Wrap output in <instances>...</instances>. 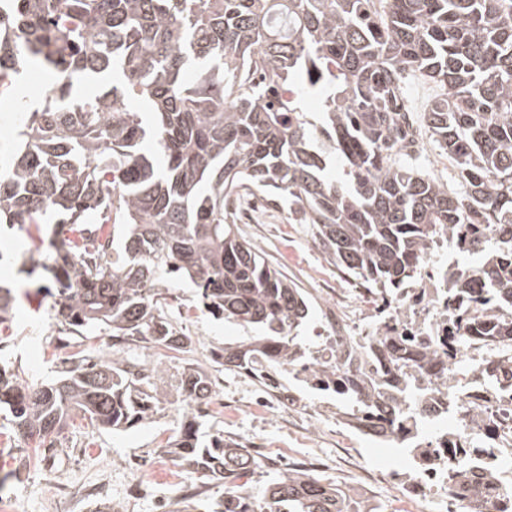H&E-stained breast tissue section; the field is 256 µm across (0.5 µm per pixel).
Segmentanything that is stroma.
Returning a JSON list of instances; mask_svg holds the SVG:
<instances>
[{"label":"stroma","mask_w":512,"mask_h":512,"mask_svg":"<svg viewBox=\"0 0 512 512\" xmlns=\"http://www.w3.org/2000/svg\"><path fill=\"white\" fill-rule=\"evenodd\" d=\"M237 226L269 262L309 292L313 307L300 331L309 338L322 321L323 299L344 287V280L314 247L308 225L289 223L286 207L270 204L255 211L242 201ZM31 246L27 233L0 230V283L15 294L12 315L0 324V362L23 383L36 386L56 378L72 354L111 355L112 337L103 328L78 335L61 324L49 283L28 271ZM161 312L192 339L181 361L200 365L211 382V398L199 408L205 430L241 440L262 460L252 491L291 467L398 508L382 473L402 464V449L359 439L337 421L321 431L320 444L313 448L307 443L311 416L278 411L254 416L249 406L258 383L215 360L225 344L247 338L248 330L202 309L187 281L170 288ZM184 420L177 403L152 422L126 431L100 430L76 416L54 447L46 449L20 441L9 414L1 411L0 512H209L224 494L223 482L178 465L162 450Z\"/></svg>","instance_id":"35a3bbf8"}]
</instances>
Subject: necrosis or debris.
<instances>
[{
  "instance_id": "4bbe7bcc",
  "label": "necrosis or debris",
  "mask_w": 512,
  "mask_h": 512,
  "mask_svg": "<svg viewBox=\"0 0 512 512\" xmlns=\"http://www.w3.org/2000/svg\"><path fill=\"white\" fill-rule=\"evenodd\" d=\"M460 269L447 236L440 235L398 292L379 289L363 308L351 293L337 292L326 305L336 330L317 337L310 355L323 367L335 366L336 345L345 343L385 391L410 395L413 407L401 430L407 462L387 472L397 495L410 502L409 512H456L460 501L448 495V467L459 461L479 476L491 467L501 470L493 512H512V375L497 371L500 352L481 345L484 329L512 319V305L460 324L465 296L484 292L476 280L468 295L451 292L448 275ZM380 336L385 344H377ZM475 412L481 415L476 424L469 419Z\"/></svg>"
}]
</instances>
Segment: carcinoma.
Here are the masks:
<instances>
[{"label":"carcinoma","instance_id":"cac0c4a2","mask_svg":"<svg viewBox=\"0 0 512 512\" xmlns=\"http://www.w3.org/2000/svg\"><path fill=\"white\" fill-rule=\"evenodd\" d=\"M28 62L53 78L35 102L19 93ZM408 73L445 89L419 116L399 111ZM87 82L92 93H75ZM310 93L317 119L303 105ZM1 98L18 122L0 161V224L54 225L29 273L54 285L72 327L183 352L191 338L159 304L188 280L212 315L257 330L224 345V364H296L309 293L238 232L236 203L256 195L288 201V218L310 225L315 246L367 291L403 287L413 258L446 232L481 258L470 275L488 294L463 323L512 301V232L490 250L473 231L512 227V0H0ZM416 125L458 170V188L410 162ZM332 156L343 162L334 180L323 175ZM486 335L512 343V321ZM170 378L164 359L83 356L30 388L0 363V409L41 445L77 413L121 430L174 396L188 408L209 397L198 366ZM345 384L344 414L378 406L369 431L398 441L405 400L359 367ZM186 421L164 448L224 481L213 512H376L304 470L255 494L243 479L261 461L220 433L202 438L194 412ZM493 480L459 463L448 491L481 501Z\"/></svg>","mask_w":512,"mask_h":512}]
</instances>
